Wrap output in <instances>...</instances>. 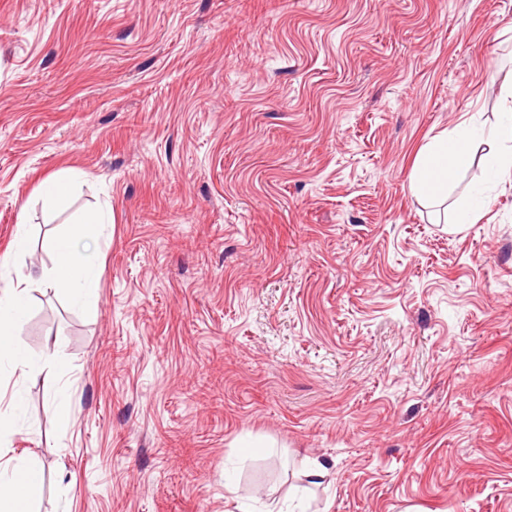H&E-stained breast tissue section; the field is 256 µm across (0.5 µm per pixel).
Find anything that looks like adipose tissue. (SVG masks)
<instances>
[{
  "instance_id": "adipose-tissue-1",
  "label": "adipose tissue",
  "mask_w": 512,
  "mask_h": 512,
  "mask_svg": "<svg viewBox=\"0 0 512 512\" xmlns=\"http://www.w3.org/2000/svg\"><path fill=\"white\" fill-rule=\"evenodd\" d=\"M476 137L495 147L491 156L493 173L512 172V147L508 150L500 147L504 141L512 144L510 112L501 125L486 131H476L463 122L452 132L434 136L413 170L414 191L432 198L447 193L454 172L468 165L469 145ZM102 224V218L94 215L82 224L56 234L48 242L52 267L35 277H20L16 283L0 290V358L9 359L11 372L18 379L54 371L62 358L60 346H53L47 353L36 356L20 340L29 314L30 292L53 288L62 291L85 314H96L92 285L97 274V257L84 246L83 240L86 231H99ZM41 481L42 467L34 457L0 463V512H33Z\"/></svg>"
}]
</instances>
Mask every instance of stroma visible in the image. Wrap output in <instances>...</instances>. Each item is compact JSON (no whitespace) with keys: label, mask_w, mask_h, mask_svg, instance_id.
I'll return each instance as SVG.
<instances>
[{"label":"stroma","mask_w":512,"mask_h":512,"mask_svg":"<svg viewBox=\"0 0 512 512\" xmlns=\"http://www.w3.org/2000/svg\"><path fill=\"white\" fill-rule=\"evenodd\" d=\"M511 110L512 0H0L10 278L112 217L96 316L32 294L66 367L0 365L37 512H512V176L410 183ZM511 112L506 113V120L501 125L488 131L477 132L463 121L452 132L434 136L413 170L414 191L432 198L447 194L448 182L454 172L469 164V145L474 137L494 146L504 141L512 142ZM71 175L54 176L46 179L40 187L41 198L47 207L57 205L69 192Z\"/></svg>","instance_id":"stroma-1"}]
</instances>
